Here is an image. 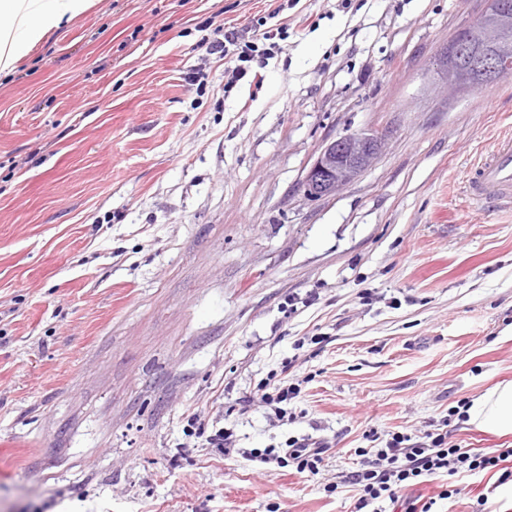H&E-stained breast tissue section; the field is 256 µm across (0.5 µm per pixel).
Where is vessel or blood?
Returning <instances> with one entry per match:
<instances>
[{
    "mask_svg": "<svg viewBox=\"0 0 512 512\" xmlns=\"http://www.w3.org/2000/svg\"><path fill=\"white\" fill-rule=\"evenodd\" d=\"M464 193L488 209L512 213V134L497 137L470 168Z\"/></svg>",
    "mask_w": 512,
    "mask_h": 512,
    "instance_id": "1",
    "label": "vessel or blood"
}]
</instances>
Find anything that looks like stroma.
Instances as JSON below:
<instances>
[{
	"label": "stroma",
	"instance_id": "obj_1",
	"mask_svg": "<svg viewBox=\"0 0 512 512\" xmlns=\"http://www.w3.org/2000/svg\"><path fill=\"white\" fill-rule=\"evenodd\" d=\"M266 7L96 0L0 75V512H351L370 434L512 380V214L463 192L512 78L431 89L484 0H298L255 92L211 47ZM360 130L374 165L305 197ZM288 362L282 424L255 399ZM304 435L318 474L244 457ZM459 485L439 512H512L511 483ZM385 143L384 135L370 132L331 141L310 166L302 183L304 194L322 197L338 193L351 183L353 175L372 166Z\"/></svg>",
	"mask_w": 512,
	"mask_h": 512
}]
</instances>
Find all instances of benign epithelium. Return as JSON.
<instances>
[{"label": "benign epithelium", "mask_w": 512, "mask_h": 512, "mask_svg": "<svg viewBox=\"0 0 512 512\" xmlns=\"http://www.w3.org/2000/svg\"><path fill=\"white\" fill-rule=\"evenodd\" d=\"M466 50L465 40L458 41L444 53L437 69L452 70ZM385 143L384 135L370 132L345 135L331 141L310 166L302 183L304 194L322 197L338 193L350 184L353 175L372 166Z\"/></svg>", "instance_id": "1"}]
</instances>
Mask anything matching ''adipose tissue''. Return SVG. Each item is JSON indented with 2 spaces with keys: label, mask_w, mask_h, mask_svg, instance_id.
<instances>
[{
  "label": "adipose tissue",
  "mask_w": 512,
  "mask_h": 512,
  "mask_svg": "<svg viewBox=\"0 0 512 512\" xmlns=\"http://www.w3.org/2000/svg\"><path fill=\"white\" fill-rule=\"evenodd\" d=\"M90 6L91 0H0V74ZM467 414L477 429L512 433V382L483 392Z\"/></svg>",
  "instance_id": "ef3b65f1"
}]
</instances>
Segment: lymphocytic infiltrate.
I'll return each instance as SVG.
<instances>
[{
    "label": "lymphocytic infiltrate",
    "instance_id": "obj_1",
    "mask_svg": "<svg viewBox=\"0 0 512 512\" xmlns=\"http://www.w3.org/2000/svg\"><path fill=\"white\" fill-rule=\"evenodd\" d=\"M329 451L322 440L307 437L291 439L285 452L275 449L253 450L251 460L294 465L297 472L318 473ZM357 466L344 481L357 489L352 512H382L381 503L399 506L400 512H433L437 500L459 494L452 477L481 472H497L499 484L512 483V448L475 451L461 447L451 439L447 428L425 431L422 438L405 433L392 434L382 445L354 451ZM449 476L438 496L428 499L411 497L415 486L441 476Z\"/></svg>",
    "mask_w": 512,
    "mask_h": 512
}]
</instances>
